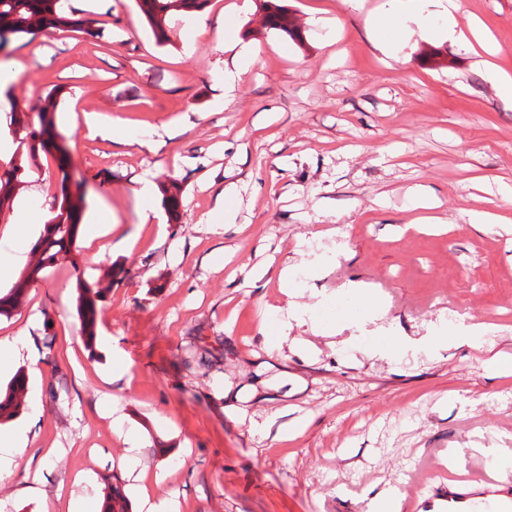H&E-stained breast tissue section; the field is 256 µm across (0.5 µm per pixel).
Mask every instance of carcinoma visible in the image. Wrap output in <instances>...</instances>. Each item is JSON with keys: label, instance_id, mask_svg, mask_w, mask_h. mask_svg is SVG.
Instances as JSON below:
<instances>
[{"label": "carcinoma", "instance_id": "cac0c4a2", "mask_svg": "<svg viewBox=\"0 0 512 512\" xmlns=\"http://www.w3.org/2000/svg\"><path fill=\"white\" fill-rule=\"evenodd\" d=\"M69 0H0V61L11 55V44L22 36L36 35L49 29L77 32H93L98 19L78 16L68 5ZM141 16L150 26L158 44L169 41L167 20L189 11H202L209 0H136ZM266 20L270 29L291 35L288 9L273 0H266ZM62 95L61 88L47 93L39 108L40 130L31 129V116L25 111L13 113V124L20 137L15 158L10 167L0 174V214L10 211L22 184V173L35 165L41 154L52 150L58 154V169L61 173L57 194L54 196L51 215L43 224L36 250L38 262L20 273L13 287L0 296V318L10 317L23 303L29 288L40 280L41 272L61 262L75 263L72 246L80 229L81 211L85 194L80 188H71L69 152L56 143L53 114ZM161 202L171 223L180 220L182 188L178 181L170 180L159 186ZM104 296L102 283H77V311L81 321L83 342L94 350L97 338V323L100 303ZM27 386V377L18 372L0 388V424L15 419L23 410L20 395ZM105 494L101 512H129V501L121 486L112 483V476L104 479Z\"/></svg>", "mask_w": 512, "mask_h": 512}]
</instances>
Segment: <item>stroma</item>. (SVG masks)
Returning <instances> with one entry per match:
<instances>
[{
	"label": "stroma",
	"mask_w": 512,
	"mask_h": 512,
	"mask_svg": "<svg viewBox=\"0 0 512 512\" xmlns=\"http://www.w3.org/2000/svg\"><path fill=\"white\" fill-rule=\"evenodd\" d=\"M381 2L285 0L291 38L265 28L262 0H210L206 29L172 17L160 45L135 0H69L99 19V35L14 42L9 64L21 73L5 97L29 107L63 87L56 125L83 216L111 209L120 234L81 231L75 264L46 268L0 319V337L26 338L0 383L28 374L27 408L0 431L31 430L0 480V512H67L73 499L98 512L109 474L132 512L140 475L152 502L176 501L179 512H367L366 492L387 487L403 489L407 512H432L448 494V449L474 468L488 467L484 449L512 452V376L484 364L512 355V232L461 218L512 214L500 194L512 187V104L440 20L407 17L403 35L379 45L367 18ZM460 4L461 21L491 31L495 63L512 75V0ZM241 45L255 57L228 102L224 71ZM87 112L121 119L133 143L87 137ZM143 176L181 183L179 223L159 199L139 200ZM57 181L53 157L28 169L16 200L36 203L39 221L8 213L0 230L37 241ZM232 184L233 220L207 223ZM419 186L440 199L443 222L409 230ZM322 254L335 262L280 286L283 263ZM107 274L90 351L76 284ZM352 283L385 301L383 322L340 314L333 336L296 329L304 348L267 342L282 310L331 311ZM441 319L493 330L429 355L378 353L379 324L412 342ZM116 412L142 439L133 473Z\"/></svg>",
	"instance_id": "obj_1"
}]
</instances>
